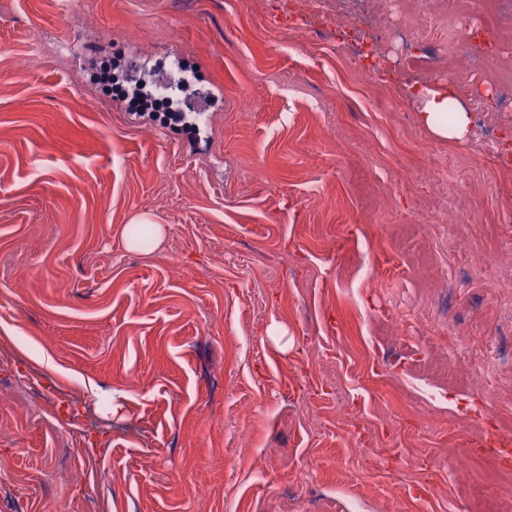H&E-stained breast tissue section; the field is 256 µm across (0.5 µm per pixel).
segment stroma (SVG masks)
<instances>
[{
    "mask_svg": "<svg viewBox=\"0 0 512 512\" xmlns=\"http://www.w3.org/2000/svg\"><path fill=\"white\" fill-rule=\"evenodd\" d=\"M302 3L0 0V512H512V112L451 143L394 86L436 84L454 0H407L404 65ZM496 11L459 19L479 54ZM39 32L189 55L209 151L85 107Z\"/></svg>",
    "mask_w": 512,
    "mask_h": 512,
    "instance_id": "35a3bbf8",
    "label": "stroma"
}]
</instances>
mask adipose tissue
<instances>
[{"label":"adipose tissue","instance_id":"ef3b65f1","mask_svg":"<svg viewBox=\"0 0 512 512\" xmlns=\"http://www.w3.org/2000/svg\"><path fill=\"white\" fill-rule=\"evenodd\" d=\"M409 94L420 103V125L442 139L452 142L466 141L470 134L471 117L461 104L455 87H413Z\"/></svg>","mask_w":512,"mask_h":512}]
</instances>
